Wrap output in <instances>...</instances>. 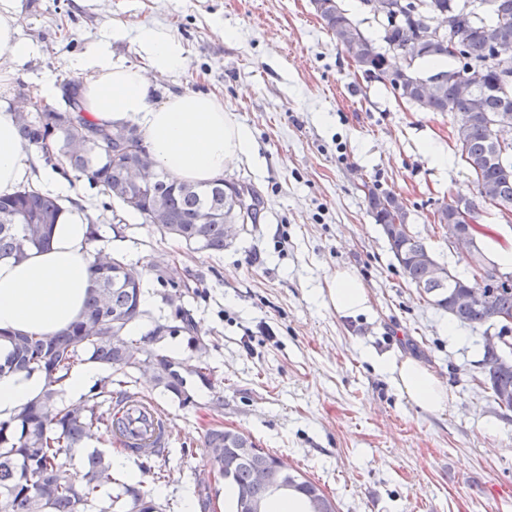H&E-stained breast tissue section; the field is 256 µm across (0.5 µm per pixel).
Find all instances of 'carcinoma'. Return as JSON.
<instances>
[{"label":"carcinoma","instance_id":"cac0c4a2","mask_svg":"<svg viewBox=\"0 0 512 512\" xmlns=\"http://www.w3.org/2000/svg\"><path fill=\"white\" fill-rule=\"evenodd\" d=\"M387 26L382 41L390 50L410 46L404 67L409 81L390 83L399 98L424 112H446L453 118L458 154L477 190L474 199L463 204L479 220L481 206L490 204L500 213L512 214V86L501 90L504 77L512 75V60L502 63L494 49L508 43L512 51V0H385ZM316 13L336 37L352 61L364 71L389 72L386 53L354 24L339 0H313ZM444 17V32L428 35V20ZM446 59L448 67L422 75L412 68L416 60ZM434 81L431 92L423 82ZM72 94L62 95L58 106L32 102L29 112L14 113L19 142L29 148L52 150L44 153L53 169L88 177L110 199L121 202L153 224L164 235L193 245L198 250L221 252L227 242L224 218L233 214L240 224L256 223L260 194L250 184L224 179L202 186L176 184L160 173L156 181L133 182L129 170L151 158L142 136L134 126L105 127L86 117L82 86L65 84ZM509 135L501 146L494 129ZM367 207L381 227L391 252L406 279L430 304L448 312L462 326L497 325L498 315L512 313V281L490 288L486 281L475 284L454 272L445 278L432 275L431 266L444 270L426 244L412 231H395L407 221V207L393 192L365 191ZM64 207L60 199L34 186L24 185L12 195L0 197V260H22L30 249L49 245L50 229ZM143 272L114 252H99L92 265L86 311L81 320L53 336L25 333L0 337L9 343L0 358V375L31 372L44 374L45 389L18 415V424L0 423V512H80L98 489L112 482L108 456L97 453L84 463V474L75 480L70 474L71 450L93 438L101 429L122 431V423L102 409L112 396L126 393V381L107 377L93 387V394L78 403L62 399L63 381L73 366L88 354V360L125 375L129 369L148 365L156 385L190 401L186 369L180 362L151 351L130 337L133 325L145 316L142 309ZM179 324L157 323L153 337L178 332L191 333L193 319L176 307ZM479 384L490 391L496 405L512 411V348L505 351L484 336L483 358L479 361ZM206 447L220 450L209 458L211 472L221 474L234 490L231 512H240L244 492L269 500L267 490L255 480L265 467L283 468L269 451H257L248 434L226 428L207 431ZM288 489L298 494L305 506L317 500L323 512H337L332 499L313 481L285 472ZM137 512H163L161 505L144 499L141 491L125 486Z\"/></svg>","mask_w":512,"mask_h":512}]
</instances>
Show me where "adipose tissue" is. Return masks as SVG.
Instances as JSON below:
<instances>
[{
  "instance_id": "obj_1",
  "label": "adipose tissue",
  "mask_w": 512,
  "mask_h": 512,
  "mask_svg": "<svg viewBox=\"0 0 512 512\" xmlns=\"http://www.w3.org/2000/svg\"><path fill=\"white\" fill-rule=\"evenodd\" d=\"M126 36L113 24L70 67L83 76L84 106L100 125L137 126L157 166L178 183L208 184L223 177L232 162L254 153L250 130L225 112L217 96L184 92L162 103L152 101L151 75L180 70L186 61L181 39L162 26L142 27L136 36L140 66L115 58L113 42ZM0 49L14 61L38 52L22 39L16 26V0H0ZM41 154L24 149L16 136L12 113H0V196L44 177ZM48 191L64 196L65 211L51 232L49 248L33 249L19 261H0V330L55 334L69 328L85 312L91 278L92 246L86 205L69 184L48 181ZM328 301L336 312L354 317L368 312L370 299L362 281L347 270L330 281ZM374 366L388 374L400 394L421 410L442 415L452 395L432 372L413 359L377 358ZM41 372L0 376V423L15 421L22 408L43 391Z\"/></svg>"
}]
</instances>
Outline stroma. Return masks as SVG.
I'll list each match as a JSON object with an SVG mask.
<instances>
[{"label":"stroma","instance_id":"1","mask_svg":"<svg viewBox=\"0 0 512 512\" xmlns=\"http://www.w3.org/2000/svg\"><path fill=\"white\" fill-rule=\"evenodd\" d=\"M127 37L115 58L140 64L135 36L144 26L171 28L187 64L156 78L154 102L186 91L217 95L249 128L256 157L227 167L225 179L260 193L256 223L219 253L162 236L86 178L70 185L97 220L93 249L125 255L144 272L148 313L133 335L147 349L188 366L207 364L209 381L189 377V403L155 385L150 372L128 373L129 388L169 417L165 476L158 465L124 456L110 496L87 512H131L124 484L186 512L205 482L215 512H228L224 480L210 471V428L249 433L317 485L339 512H512V412L503 413L476 378L482 328L445 331L447 312L406 281L367 209L363 184L401 195L412 230L439 262L459 274L461 248L434 220L437 209L476 189L459 163L450 114L423 112L367 78L316 14L311 0H18L23 39L38 56L17 64L0 87V113L17 101L14 85L35 86L45 72L74 79L71 60L112 20ZM236 31L225 40L223 29ZM433 143L447 167L425 153ZM347 269L364 283L371 309L344 317L323 295ZM188 282L180 307L193 333L152 340V322L175 324L166 303ZM411 357L448 386L453 402L434 415L411 405L367 353ZM223 400L215 408L214 400Z\"/></svg>","mask_w":512,"mask_h":512}]
</instances>
